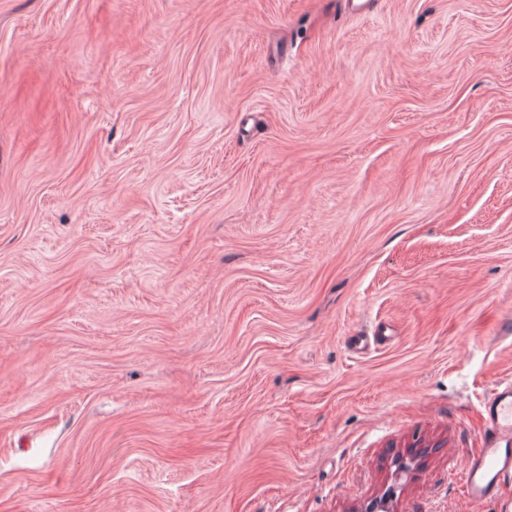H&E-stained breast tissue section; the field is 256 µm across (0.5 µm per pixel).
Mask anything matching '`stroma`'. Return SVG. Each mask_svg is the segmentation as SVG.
<instances>
[{"label":"stroma","instance_id":"stroma-1","mask_svg":"<svg viewBox=\"0 0 512 512\" xmlns=\"http://www.w3.org/2000/svg\"><path fill=\"white\" fill-rule=\"evenodd\" d=\"M505 377L512 0H0V512H512ZM481 444L466 460L457 481L477 502L498 497L512 483V380L497 381L482 402ZM421 451L418 449H410L406 453H400L396 455L394 459V471H393V485L389 490V486L386 487L382 495L389 491L386 495V503L384 508H389V505L397 498L398 487L397 484L403 475H407L410 478L416 467L417 461L420 462Z\"/></svg>","mask_w":512,"mask_h":512}]
</instances>
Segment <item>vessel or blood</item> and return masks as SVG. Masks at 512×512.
<instances>
[{
	"label": "vessel or blood",
	"mask_w": 512,
	"mask_h": 512,
	"mask_svg": "<svg viewBox=\"0 0 512 512\" xmlns=\"http://www.w3.org/2000/svg\"><path fill=\"white\" fill-rule=\"evenodd\" d=\"M481 444L465 461L457 480L477 502L498 497L512 483V380L497 381L482 402Z\"/></svg>",
	"instance_id": "vessel-or-blood-1"
}]
</instances>
